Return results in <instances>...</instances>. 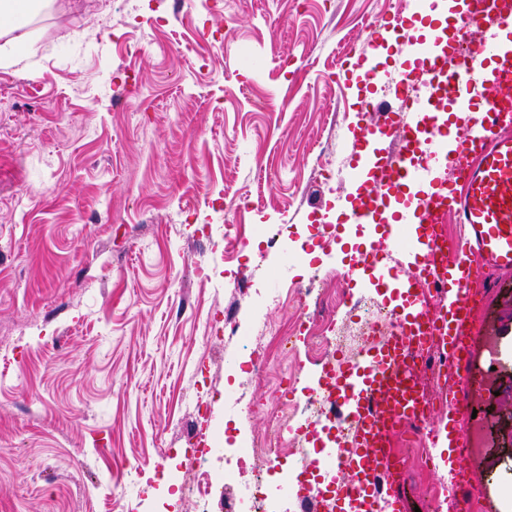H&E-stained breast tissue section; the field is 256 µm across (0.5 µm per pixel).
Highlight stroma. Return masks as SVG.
Listing matches in <instances>:
<instances>
[{
    "label": "stroma",
    "instance_id": "stroma-1",
    "mask_svg": "<svg viewBox=\"0 0 512 512\" xmlns=\"http://www.w3.org/2000/svg\"><path fill=\"white\" fill-rule=\"evenodd\" d=\"M441 19L417 0H58L23 63L0 68V512H199L179 486L199 442L263 435L271 407L306 417L316 381L285 367L336 355L318 336L391 310L396 279L362 269L385 227L346 221V170L371 115L399 109L349 84L347 47L383 42L409 71L406 34ZM361 273L337 288L336 271ZM324 277L298 303L295 281ZM478 296L466 390L456 366L415 372L433 403L436 471L413 473L400 512H427L461 446L484 427L466 492L512 512V274ZM305 315V334L279 336ZM268 373L252 376L254 348ZM466 399L449 415V393ZM208 512L238 481L206 464Z\"/></svg>",
    "mask_w": 512,
    "mask_h": 512
}]
</instances>
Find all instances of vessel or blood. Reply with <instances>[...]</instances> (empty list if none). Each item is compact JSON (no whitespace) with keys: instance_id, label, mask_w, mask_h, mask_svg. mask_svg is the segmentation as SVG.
I'll return each instance as SVG.
<instances>
[{"instance_id":"1","label":"vessel or blood","mask_w":512,"mask_h":512,"mask_svg":"<svg viewBox=\"0 0 512 512\" xmlns=\"http://www.w3.org/2000/svg\"><path fill=\"white\" fill-rule=\"evenodd\" d=\"M511 18L512 0H480L449 20L447 33L417 43L415 72L394 79L367 56L357 58L363 80L390 83L403 107L397 115L378 113L367 134L403 142L404 149L354 161V181H374L377 190L353 207L350 221L372 224L387 216L396 248L413 237L409 249L420 261L407 275V291L432 285L446 303L397 304L390 312L394 331L359 359L339 360L322 384L350 424L336 465L351 476L337 482L332 497L342 512H387L393 496L376 476L394 461L380 450L389 432L416 418L425 403L412 381L414 353L434 338L470 331L478 269L512 271ZM455 120L464 124L456 135ZM449 219L463 228L453 241L439 230ZM410 224L415 234H408Z\"/></svg>"}]
</instances>
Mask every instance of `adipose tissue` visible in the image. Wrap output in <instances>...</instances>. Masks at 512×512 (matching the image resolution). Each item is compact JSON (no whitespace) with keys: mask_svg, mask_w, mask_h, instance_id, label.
<instances>
[{"mask_svg":"<svg viewBox=\"0 0 512 512\" xmlns=\"http://www.w3.org/2000/svg\"><path fill=\"white\" fill-rule=\"evenodd\" d=\"M55 0H0V67L10 68L23 58L30 41L29 27Z\"/></svg>","mask_w":512,"mask_h":512,"instance_id":"obj_1","label":"adipose tissue"}]
</instances>
